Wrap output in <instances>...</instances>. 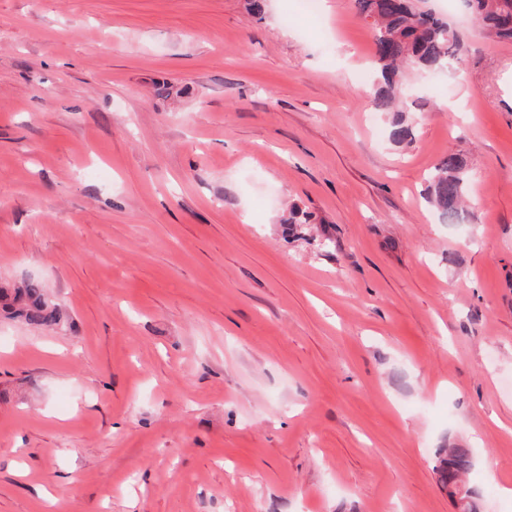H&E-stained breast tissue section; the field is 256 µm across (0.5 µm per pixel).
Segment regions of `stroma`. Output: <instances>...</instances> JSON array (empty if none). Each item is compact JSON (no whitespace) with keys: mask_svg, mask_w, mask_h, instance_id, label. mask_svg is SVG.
<instances>
[{"mask_svg":"<svg viewBox=\"0 0 512 512\" xmlns=\"http://www.w3.org/2000/svg\"><path fill=\"white\" fill-rule=\"evenodd\" d=\"M247 2L0 0V289L65 317L0 314V512H457V445L512 512V42L426 0L468 64L396 145L351 0ZM469 183L468 164L457 153H448L430 173L427 200L448 224H459L464 220ZM5 298L9 301L5 308L19 322L44 327H56L62 322L60 310L45 298L37 281H27L23 288H17L9 298L4 295ZM438 455L436 470L440 474L441 482L446 486L450 482L466 479L474 467L471 448H442Z\"/></svg>","mask_w":512,"mask_h":512,"instance_id":"35a3bbf8","label":"stroma"}]
</instances>
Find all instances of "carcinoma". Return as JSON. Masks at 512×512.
Segmentation results:
<instances>
[{
    "mask_svg": "<svg viewBox=\"0 0 512 512\" xmlns=\"http://www.w3.org/2000/svg\"><path fill=\"white\" fill-rule=\"evenodd\" d=\"M356 14L371 29L374 39L373 73L368 103L375 112L395 115L390 139L402 143L412 130L403 119L411 86L407 76L447 75L464 69L466 42L442 15L421 7L417 0H353ZM481 31L503 41H512V0H464ZM470 172L466 160L450 152L428 177V202L450 224L464 220ZM6 309L13 319L29 325L56 327L60 310L52 305L41 285L27 281L8 298ZM474 467L472 450L465 447L439 450L436 470L443 484L467 478Z\"/></svg>",
    "mask_w": 512,
    "mask_h": 512,
    "instance_id": "carcinoma-1",
    "label": "carcinoma"
}]
</instances>
